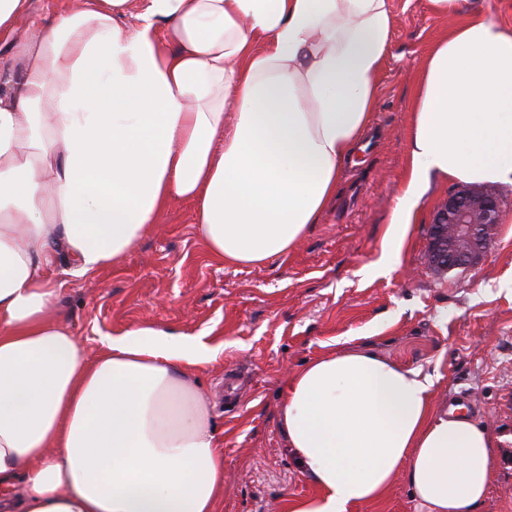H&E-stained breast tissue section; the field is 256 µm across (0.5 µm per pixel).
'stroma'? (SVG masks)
<instances>
[{
	"label": "stroma",
	"instance_id": "stroma-1",
	"mask_svg": "<svg viewBox=\"0 0 512 512\" xmlns=\"http://www.w3.org/2000/svg\"><path fill=\"white\" fill-rule=\"evenodd\" d=\"M392 13L372 126L334 205L288 255L254 267L215 262L196 234L193 204L177 201L119 264L78 278L64 275L65 255L52 263L58 310L89 355L99 333L146 322L223 344L197 374L224 441L219 512H276L284 496L314 493L286 448L281 391L308 360L358 349L433 375L437 410L469 396L468 416L499 440L481 512H512V223L501 222L472 267L437 274L429 226L456 185L435 179L395 269L368 271L405 177L419 69L458 21L431 0H393Z\"/></svg>",
	"mask_w": 512,
	"mask_h": 512
}]
</instances>
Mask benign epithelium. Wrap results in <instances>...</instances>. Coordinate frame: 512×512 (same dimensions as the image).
<instances>
[{"label": "benign epithelium", "instance_id": "7a95c632", "mask_svg": "<svg viewBox=\"0 0 512 512\" xmlns=\"http://www.w3.org/2000/svg\"><path fill=\"white\" fill-rule=\"evenodd\" d=\"M503 201L468 186L448 197L430 225V263L441 272L472 266L501 221Z\"/></svg>", "mask_w": 512, "mask_h": 512}]
</instances>
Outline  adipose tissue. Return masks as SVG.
I'll return each mask as SVG.
<instances>
[{
  "mask_svg": "<svg viewBox=\"0 0 512 512\" xmlns=\"http://www.w3.org/2000/svg\"><path fill=\"white\" fill-rule=\"evenodd\" d=\"M0 0V512H216L224 450L196 370L222 346L152 324L89 356L46 269L123 262L173 201L218 262L287 255L368 129L391 0H79L18 31ZM512 186V28L475 12L427 55L390 273L432 179ZM434 378L365 350L292 373L280 423L316 487L280 512H352L404 477L421 512H477L489 431Z\"/></svg>",
  "mask_w": 512,
  "mask_h": 512,
  "instance_id": "adipose-tissue-1",
  "label": "adipose tissue"
}]
</instances>
